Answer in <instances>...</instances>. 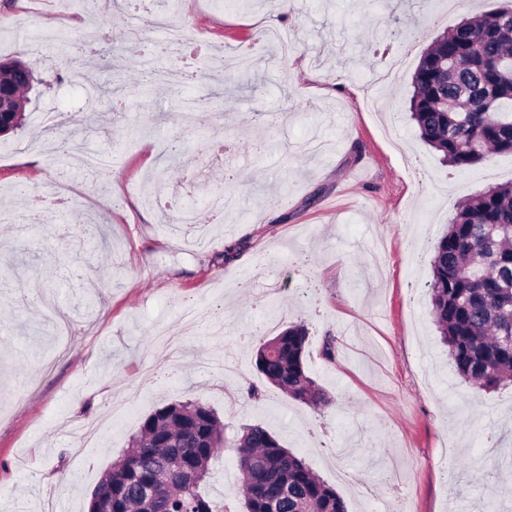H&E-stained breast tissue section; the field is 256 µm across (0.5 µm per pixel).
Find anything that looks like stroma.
Returning <instances> with one entry per match:
<instances>
[{"instance_id": "1", "label": "stroma", "mask_w": 512, "mask_h": 512, "mask_svg": "<svg viewBox=\"0 0 512 512\" xmlns=\"http://www.w3.org/2000/svg\"><path fill=\"white\" fill-rule=\"evenodd\" d=\"M97 2L93 21L76 0L62 20L41 0H0V60L36 74L23 128L0 136V202L17 216L0 226V512H87L141 419L174 400L209 404L229 442L263 424L347 512H512L496 447L512 436V388L453 372L425 287L455 203L511 182L512 155L457 173L404 112L431 41L506 0ZM117 8L128 24L115 32ZM172 28L204 48L190 76ZM398 38L397 76L374 87L375 45ZM91 41L135 55L113 61L88 129L76 62ZM44 112L67 116L98 166L55 150ZM178 150L185 166L155 189ZM49 178L69 185L70 208L35 210ZM184 211L194 221L174 232L166 219ZM300 322L331 407L254 368L258 346ZM228 360L236 372L217 371ZM88 421L103 432L84 448ZM211 469L210 497L238 489L233 448Z\"/></svg>"}]
</instances>
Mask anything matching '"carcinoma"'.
Masks as SVG:
<instances>
[{"mask_svg":"<svg viewBox=\"0 0 512 512\" xmlns=\"http://www.w3.org/2000/svg\"><path fill=\"white\" fill-rule=\"evenodd\" d=\"M408 111L420 140L463 172L512 154V5L475 14L435 38L412 76ZM429 305L456 374L495 391L512 384V182L458 204L433 242ZM308 329L287 327L256 350L254 366L304 404L332 399L304 366ZM226 446L218 414L174 401L148 414L92 493L88 512H346L335 488L260 424L235 448L241 495L201 490Z\"/></svg>","mask_w":512,"mask_h":512,"instance_id":"1","label":"carcinoma"}]
</instances>
